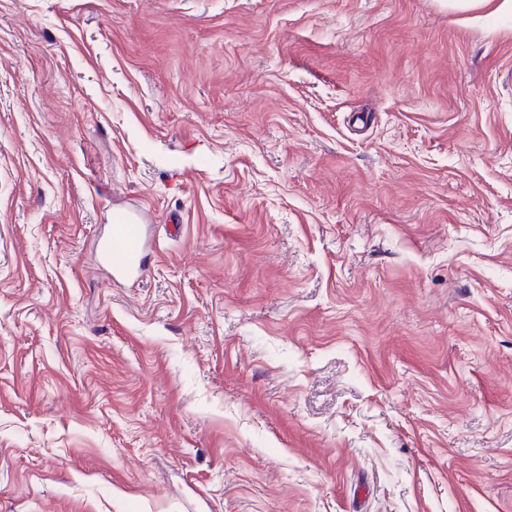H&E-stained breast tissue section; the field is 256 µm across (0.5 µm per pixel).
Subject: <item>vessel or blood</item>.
Masks as SVG:
<instances>
[{"label": "vessel or blood", "mask_w": 512, "mask_h": 512, "mask_svg": "<svg viewBox=\"0 0 512 512\" xmlns=\"http://www.w3.org/2000/svg\"><path fill=\"white\" fill-rule=\"evenodd\" d=\"M147 213H121L114 217L112 235L103 248V261L113 278L143 276L148 257L145 234Z\"/></svg>", "instance_id": "vessel-or-blood-1"}]
</instances>
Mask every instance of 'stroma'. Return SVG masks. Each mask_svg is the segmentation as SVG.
Returning <instances> with one entry per match:
<instances>
[{"mask_svg": "<svg viewBox=\"0 0 512 512\" xmlns=\"http://www.w3.org/2000/svg\"><path fill=\"white\" fill-rule=\"evenodd\" d=\"M0 512H512V19L0 0ZM146 212L120 213L113 218L112 235L103 248V261L114 279L143 276L148 257Z\"/></svg>", "mask_w": 512, "mask_h": 512, "instance_id": "obj_1", "label": "stroma"}]
</instances>
